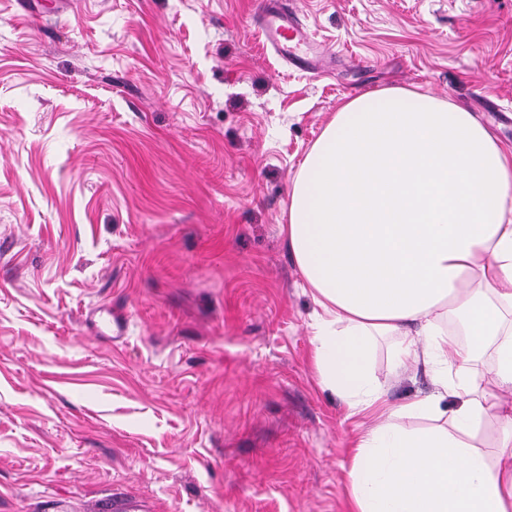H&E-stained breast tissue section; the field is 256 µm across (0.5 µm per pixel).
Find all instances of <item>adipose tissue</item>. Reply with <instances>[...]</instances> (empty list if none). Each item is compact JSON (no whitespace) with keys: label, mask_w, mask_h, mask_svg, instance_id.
<instances>
[{"label":"adipose tissue","mask_w":512,"mask_h":512,"mask_svg":"<svg viewBox=\"0 0 512 512\" xmlns=\"http://www.w3.org/2000/svg\"><path fill=\"white\" fill-rule=\"evenodd\" d=\"M282 230L316 305L321 385L377 418L353 446L351 512H512V147L431 94L358 95L302 161ZM378 336L399 339L394 374L424 367L432 393L387 404ZM487 348L486 378L470 362ZM487 417L501 426L492 462L476 444Z\"/></svg>","instance_id":"1"}]
</instances>
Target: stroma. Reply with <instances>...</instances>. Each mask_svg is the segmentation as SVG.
<instances>
[{"label":"stroma","instance_id":"stroma-1","mask_svg":"<svg viewBox=\"0 0 512 512\" xmlns=\"http://www.w3.org/2000/svg\"><path fill=\"white\" fill-rule=\"evenodd\" d=\"M260 3L0 0V512H349L371 420L315 371L292 184L386 87L512 145V0H293L320 75L267 45ZM392 344L389 405L429 394ZM98 512H150L153 509L136 498H115L104 502Z\"/></svg>","mask_w":512,"mask_h":512}]
</instances>
